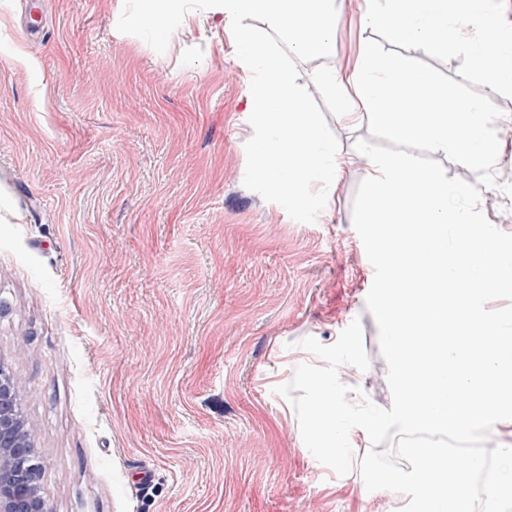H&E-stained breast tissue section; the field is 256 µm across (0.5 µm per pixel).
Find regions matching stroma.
Returning <instances> with one entry per match:
<instances>
[{
	"mask_svg": "<svg viewBox=\"0 0 512 512\" xmlns=\"http://www.w3.org/2000/svg\"><path fill=\"white\" fill-rule=\"evenodd\" d=\"M117 6L0 0V356L50 512H393L312 456L274 392L300 341L357 320L370 367L339 378L391 406L353 225L366 170L293 220L243 184L249 75L230 36L179 31L159 54L117 31ZM371 39L393 48L344 0L329 66ZM404 53L485 90L463 49ZM492 101L512 183V95Z\"/></svg>",
	"mask_w": 512,
	"mask_h": 512,
	"instance_id": "obj_1",
	"label": "stroma"
}]
</instances>
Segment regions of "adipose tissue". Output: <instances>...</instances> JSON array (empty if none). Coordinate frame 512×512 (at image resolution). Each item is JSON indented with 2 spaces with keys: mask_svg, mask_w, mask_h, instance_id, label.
Listing matches in <instances>:
<instances>
[{
  "mask_svg": "<svg viewBox=\"0 0 512 512\" xmlns=\"http://www.w3.org/2000/svg\"><path fill=\"white\" fill-rule=\"evenodd\" d=\"M359 19L397 45L465 48L488 92L512 95V40L490 38L485 15L466 0H364Z\"/></svg>",
  "mask_w": 512,
  "mask_h": 512,
  "instance_id": "ef3b65f1",
  "label": "adipose tissue"
}]
</instances>
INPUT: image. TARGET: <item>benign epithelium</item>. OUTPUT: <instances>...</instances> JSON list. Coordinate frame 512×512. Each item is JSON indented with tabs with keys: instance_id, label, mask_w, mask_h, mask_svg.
I'll use <instances>...</instances> for the list:
<instances>
[{
	"instance_id": "7a95c632",
	"label": "benign epithelium",
	"mask_w": 512,
	"mask_h": 512,
	"mask_svg": "<svg viewBox=\"0 0 512 512\" xmlns=\"http://www.w3.org/2000/svg\"><path fill=\"white\" fill-rule=\"evenodd\" d=\"M40 470L21 385L0 356V512H49L37 479Z\"/></svg>"
}]
</instances>
